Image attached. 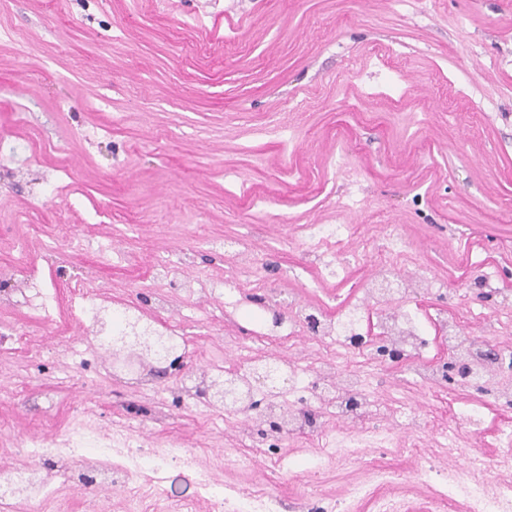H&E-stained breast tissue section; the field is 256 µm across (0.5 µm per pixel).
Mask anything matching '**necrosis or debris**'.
I'll return each mask as SVG.
<instances>
[{
  "label": "necrosis or debris",
  "mask_w": 512,
  "mask_h": 512,
  "mask_svg": "<svg viewBox=\"0 0 512 512\" xmlns=\"http://www.w3.org/2000/svg\"><path fill=\"white\" fill-rule=\"evenodd\" d=\"M300 245L309 255L327 257L329 277H340L348 265L363 261L364 255L353 243L349 223L302 224L297 228ZM379 259L360 283L359 297L341 313L330 315L318 306L294 295L265 291L262 266L248 248H240L236 257L241 275H228L204 281L183 270L182 257L163 255L155 261V273L149 283L151 309L155 315L171 314L166 289L175 288L186 297L204 296L224 303L225 316H248L257 335L289 340L306 334L336 352V360L320 359L307 363L276 354L249 355L224 370L228 393L223 405L210 406L214 426L239 416L252 424L240 440L241 451L225 455L224 467L244 471L254 464L248 451L273 443L311 438L336 437L339 443L358 449V456H342V463H356L372 470V449L362 447L369 421L382 418L388 425V437L395 446L411 448L410 439L418 418L403 402H386L371 392L364 375L349 366L360 357L378 363L404 364L416 382L435 385L445 380L446 369L422 362L426 346L424 326L413 309V296L440 289V282L425 266L408 272L400 264L410 255L413 245L398 225L381 228L377 242ZM107 292L74 290L71 310L88 323L83 342L70 341L69 326L57 329L58 355L69 372L80 371L89 354H96L108 377L125 380L142 396L163 404L168 396L178 397L186 405L202 402L205 387L202 374L177 378L173 386L157 385L151 367L137 357L112 359L102 333V314L111 310ZM375 316L376 333H365L364 320ZM436 320L452 349L454 362L470 368L469 378L486 387L499 405L512 407V299L503 300L495 310L492 338L474 336L469 324L460 317L437 314ZM482 419L475 409L461 406L448 423L440 425L437 436L443 438L450 457H463L481 480L461 485L449 483L448 493L471 501L473 512H512V432L504 431L494 461L477 454L471 443L481 432ZM31 464L0 466V512H36L37 506L56 498L61 483L82 489V476L93 471L94 482L105 489L119 488L125 494V512H142L149 502L151 512H196L199 504L209 512H280L278 494L250 488L236 481L217 483L212 471L199 465L195 456L177 440L167 441L152 455L137 451L138 442L130 433L109 436L86 427L71 429L55 438L30 437L26 440ZM412 450L414 481L428 478V455ZM179 460L195 470V494L175 497L167 486L166 472Z\"/></svg>",
  "instance_id": "necrosis-or-debris-1"
}]
</instances>
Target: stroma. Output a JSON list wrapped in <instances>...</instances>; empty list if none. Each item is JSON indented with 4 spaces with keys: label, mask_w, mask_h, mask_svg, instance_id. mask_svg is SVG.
Segmentation results:
<instances>
[{
    "label": "stroma",
    "mask_w": 512,
    "mask_h": 512,
    "mask_svg": "<svg viewBox=\"0 0 512 512\" xmlns=\"http://www.w3.org/2000/svg\"><path fill=\"white\" fill-rule=\"evenodd\" d=\"M0 269L27 239L50 243L31 264L46 288L69 298L109 282L115 298L149 312L143 283L154 259L183 254L188 273L219 278L237 267L210 239L236 238L266 263L268 289L336 310L354 298L378 253L381 217L414 242L444 289L418 297L425 323L437 312H491L494 299L462 300L478 263L490 264L499 293L512 295V0H0ZM399 54L409 79L391 105L378 55ZM363 71L354 86L352 74ZM297 105L293 140L274 132L284 102ZM71 180L73 193L54 196ZM357 224L365 266L345 281L322 280L296 241V223L332 224L338 205ZM90 243L61 254L57 211ZM121 256L100 258L98 242ZM189 344L187 372L266 351L247 325L225 326L213 301H180ZM0 465L27 459L24 439L79 425L141 429L142 454L177 437L199 462L233 450L246 423L213 431L194 408L152 423L147 400L122 380L59 367L28 366L21 346L52 347L50 322L0 307ZM382 399L404 398L430 442L435 422L462 402L479 409L477 445L497 452L512 408L452 383H409L405 367L375 365ZM427 485H409L401 512H439L452 462L430 453ZM364 473L332 465L316 476L335 493L336 512H373L372 497H347Z\"/></svg>",
    "instance_id": "obj_1"
}]
</instances>
